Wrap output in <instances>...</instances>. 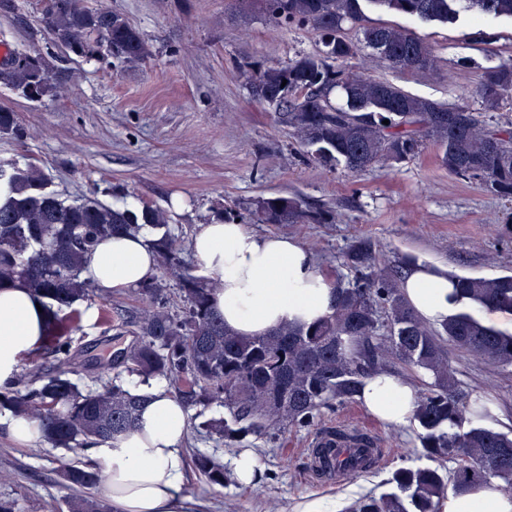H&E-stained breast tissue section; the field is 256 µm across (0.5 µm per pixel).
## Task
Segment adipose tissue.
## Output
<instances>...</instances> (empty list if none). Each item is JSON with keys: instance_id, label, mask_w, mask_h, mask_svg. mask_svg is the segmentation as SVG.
Here are the masks:
<instances>
[{"instance_id": "1", "label": "adipose tissue", "mask_w": 512, "mask_h": 512, "mask_svg": "<svg viewBox=\"0 0 512 512\" xmlns=\"http://www.w3.org/2000/svg\"><path fill=\"white\" fill-rule=\"evenodd\" d=\"M154 237L146 225L137 233L100 241L83 279L112 292L140 287L157 272ZM192 248L199 275L220 280L213 305L239 335L262 336L288 323L308 325L332 311L334 290L328 277L312 251L294 237L256 234L239 222L215 219L202 225ZM402 291L417 315L434 325L469 306L455 297L446 271L430 264L412 266ZM38 302L22 284L0 288V387L12 382L21 357L44 340L47 315L38 311ZM137 390L149 397L139 429L101 450L112 512H191L181 454L187 410L163 384H141ZM358 398L387 425L405 428L413 420L415 390L394 374L368 377ZM438 512H512V495L493 479L440 500Z\"/></svg>"}]
</instances>
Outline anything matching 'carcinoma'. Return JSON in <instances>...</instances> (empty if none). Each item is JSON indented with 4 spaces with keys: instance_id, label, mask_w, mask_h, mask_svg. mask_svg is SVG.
<instances>
[{
    "instance_id": "carcinoma-1",
    "label": "carcinoma",
    "mask_w": 512,
    "mask_h": 512,
    "mask_svg": "<svg viewBox=\"0 0 512 512\" xmlns=\"http://www.w3.org/2000/svg\"><path fill=\"white\" fill-rule=\"evenodd\" d=\"M363 1L431 22L454 23L463 11L512 18V0H253L270 23L309 27L322 44L317 53L246 74L251 89L264 88L266 96L257 100L278 112L297 143L320 164L360 172L381 160L403 162L432 139L449 173L481 178L490 191L512 197V122L490 116L512 94V65L489 70L481 81V112L355 75L346 62L362 48L394 69L424 68L433 61L431 49L413 33L367 24ZM48 23L55 42L82 58L106 55L135 66L151 54L141 32L108 7L89 10L78 0H50ZM347 26L356 29L357 40L343 36ZM26 58L0 78L28 100L35 98L32 91L41 99L50 91L47 64L37 55ZM22 131L17 113L0 107V135L18 137ZM0 182L5 187L0 286L21 283L45 300L46 337L57 350L67 354L70 349L59 311L97 291L81 273L98 242L149 224L157 231L153 245L160 275L140 291L152 305L123 316L136 342L104 365H119L143 383L157 377L178 382L190 407L223 405L224 417L207 419L201 428L231 444L311 426L323 409L355 399L365 378L399 362L429 377L414 411L421 456L429 461L446 456L457 466L448 474L431 465L399 468L388 480L390 491L365 495L348 512H437L450 490L472 491L491 478L512 486V436L472 424L449 356L453 349L512 367V334L467 312L438 327L424 323L403 296L397 274L375 266L372 240L360 238L349 246L346 263L356 276L347 284H332L337 294L330 315L306 327L288 324L265 336H238L224 327L211 305L220 283L189 273L161 209L120 208L96 199L67 202L40 169L13 161H0ZM256 217L261 224L334 220L329 210H306L300 200L284 196L259 200ZM169 277L178 281L175 305L167 297ZM453 279L470 303L512 314V274ZM383 325L386 336L378 335ZM67 374L39 377L28 370L40 386L1 388L0 412L36 421L43 442L72 452L89 445L110 447L137 430L147 395L127 388L118 375L97 388L81 389ZM314 462L323 474L340 470L348 477L371 465L348 448H318ZM194 467L207 483L224 486V466L213 457L195 456ZM62 476L82 490L104 480L101 469L77 463L65 465ZM71 508L110 512L108 501L89 493Z\"/></svg>"
}]
</instances>
